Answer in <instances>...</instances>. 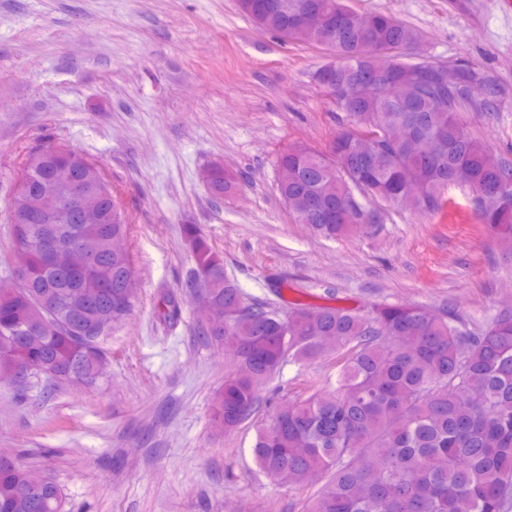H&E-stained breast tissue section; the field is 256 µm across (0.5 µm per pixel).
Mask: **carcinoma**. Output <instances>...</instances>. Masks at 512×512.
Wrapping results in <instances>:
<instances>
[{
    "mask_svg": "<svg viewBox=\"0 0 512 512\" xmlns=\"http://www.w3.org/2000/svg\"><path fill=\"white\" fill-rule=\"evenodd\" d=\"M261 29L317 44L333 55L315 79L352 125L330 152L296 146L276 161L279 194L296 221L325 238L368 233L384 223L377 201L431 213L450 185L476 197L478 215L512 253V164L474 138L457 109L476 75L448 69L434 81L433 62H405L418 34L347 0H239ZM66 167L89 185L100 223L88 224L72 249H88L111 277L80 288L83 272L56 275L33 244L13 242L0 276V375L20 371L56 382L91 385L106 357L99 330L123 319L135 296L124 212L95 164L48 143L29 151L21 180ZM216 197L235 188L221 166L205 172ZM18 216L38 226L33 192L12 198ZM192 267L184 287L202 296L224 325L197 321L200 334L236 366L215 397L224 429L250 419L259 391L287 363L336 356V379L303 400L275 406L256 434L253 454L274 481L326 484L308 512H509L512 508V306L469 329L448 309L380 305L364 315L330 304L293 303L288 313L245 302L224 260L195 224L183 226ZM93 296L85 321L67 302ZM32 330L25 335L24 329ZM0 512H65L49 477L0 457Z\"/></svg>",
    "mask_w": 512,
    "mask_h": 512,
    "instance_id": "carcinoma-1",
    "label": "carcinoma"
}]
</instances>
